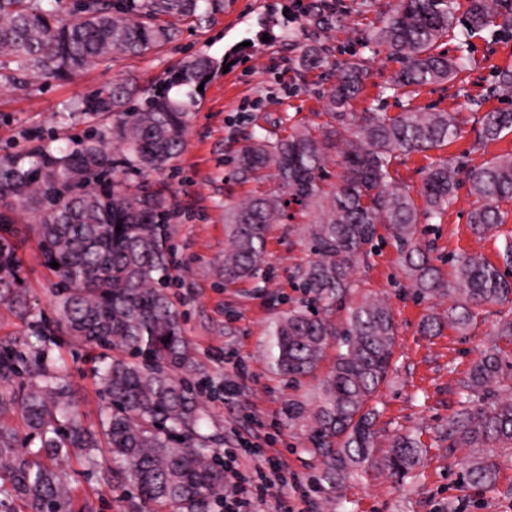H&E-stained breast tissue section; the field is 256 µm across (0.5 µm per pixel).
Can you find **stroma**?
<instances>
[{
    "instance_id": "obj_1",
    "label": "stroma",
    "mask_w": 512,
    "mask_h": 512,
    "mask_svg": "<svg viewBox=\"0 0 512 512\" xmlns=\"http://www.w3.org/2000/svg\"><path fill=\"white\" fill-rule=\"evenodd\" d=\"M311 2L224 0L223 9L204 21L181 22L176 43L147 55H119L72 77L24 87L0 83V158L22 157L46 144L70 145L75 137L100 128L102 119L75 112L72 106L101 86L129 80L149 94L191 58L211 57L220 73L184 98L189 112L186 146L152 179L171 204L168 292L199 368L194 380L209 413L204 430L224 439L213 455L223 458L225 449L231 448L239 464L263 455L283 461L289 480L312 490L305 512H448L461 504L465 512H512V451L495 452L500 469L496 485L476 487L459 474L469 449L449 448L439 439L457 408L456 381L492 342L497 321L512 315V303L483 307L470 335H460L448 325L438 335H423L422 322L445 314L448 299L416 298L401 266L399 244L379 231L367 264L356 272L351 293L355 300L371 296L383 301L397 327L395 369L377 396L378 424L389 434L420 431L430 450L424 467L402 481L373 468L355 474L341 493L330 495L313 489L321 462L309 450L305 426L289 422L285 414L288 400L313 401L317 381L308 378L291 385L272 371L269 359L274 323L305 298L295 279L297 268L311 257L303 225H272L266 277L228 283L221 273L229 247L224 202L254 189L234 178L233 155L240 138L253 129L257 117L268 130L282 134L294 123L317 127L325 121V71L301 68L303 43L287 39L291 32L303 34L305 9ZM392 3L336 0L344 20L324 36L329 60L342 61L353 53L368 60L369 75L353 111H363L373 102L391 116L401 110V99L385 89L398 63L383 48L365 45L370 29L379 25ZM467 54L472 61L468 72L448 84L421 88L413 104L461 113L464 123L458 137L440 154L477 166L512 153V133L507 132L480 151L472 149L475 114L512 111V94H487L492 70L512 69V37L482 32L471 38ZM472 206L467 187H460L442 222L424 221L419 226L421 238L433 242L445 277H452L453 260L463 252L477 251L499 263L502 238L512 235V201L500 205L507 222L499 235L482 238L468 223ZM29 220L28 212H19L18 254L31 303L48 320L57 279L41 263ZM52 353L65 361L64 373L85 424H96L106 398L94 376V350L74 337L58 336ZM62 468L96 512H122V500L135 496L133 489L107 483L77 459L64 461Z\"/></svg>"
}]
</instances>
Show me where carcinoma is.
<instances>
[{"mask_svg": "<svg viewBox=\"0 0 512 512\" xmlns=\"http://www.w3.org/2000/svg\"><path fill=\"white\" fill-rule=\"evenodd\" d=\"M213 9L223 0H74L63 12L43 0H0V81L23 85L64 78L116 54L144 56L173 43L179 30L166 21L196 19L201 3ZM342 16L331 0L307 6V26L325 32ZM468 35L490 26L512 31V0H468L457 18L452 0H396L367 43L385 48L400 64L390 80L394 95L453 81L466 55L438 50L457 22ZM328 47L303 46L302 64L316 68ZM336 79L324 89L326 122L293 127L286 135L252 132L235 150V175L260 183L274 169L277 190H256L225 204L230 249L224 252V280L259 277L267 257L270 226L306 224L312 258L296 279L306 300L288 308L270 339L271 368L294 384L315 375L329 340L337 343L332 369L319 383L312 407L288 400V420L308 422L310 451L322 458L319 479L338 491L349 475L365 467L404 478L423 462L420 436L394 435L379 452L380 431L372 401L389 379L397 329L384 302L365 297L341 324L330 318L355 286L354 275L368 257L367 246L383 226L402 248V263L415 295L451 298L448 324L468 335L476 309L512 299V236L503 239L502 265L478 253L455 260V283L443 278L432 249L418 238L420 209L408 186L395 177L396 160L440 148L458 134L455 112L410 106L393 116L368 107L357 114L351 102L368 76L365 58L334 63ZM216 69L198 55L161 79L142 104L136 91L114 83L81 99L79 111L108 114L112 125L83 137L77 146H49L30 156L24 168L0 159V304L31 323L40 345L0 342V504L15 512H94L77 505L76 490L60 470L79 454L96 469L95 451L109 448L107 480L117 475L136 490L143 507L174 512H210L224 499V467L209 454L218 441L201 431L207 414L186 374L195 368L178 311L166 291L169 252L165 223L168 198L149 181L183 148L188 127L185 105L175 88L197 86ZM488 92H512V70H496ZM473 149L512 132V111L477 118ZM120 150L108 148L112 141ZM336 160V184L325 185L326 165ZM461 165L437 158L426 167L420 195L426 219H443L460 186ZM474 207L469 224L484 235L504 223L499 203L512 200V155L494 157L468 173ZM20 209L29 212L43 264L55 261L54 330L42 327L31 310L14 242ZM121 230H116V225ZM67 333L85 343L122 353L100 361L96 376L108 396L98 425H83L62 368L46 336ZM170 342H165V339ZM512 370L498 343L486 347L457 382L458 409L442 429L448 447L512 448V386L496 388ZM18 414L24 430L7 416ZM497 463L488 454L468 461L462 478L489 486Z\"/></svg>", "mask_w": 512, "mask_h": 512, "instance_id": "1", "label": "carcinoma"}]
</instances>
